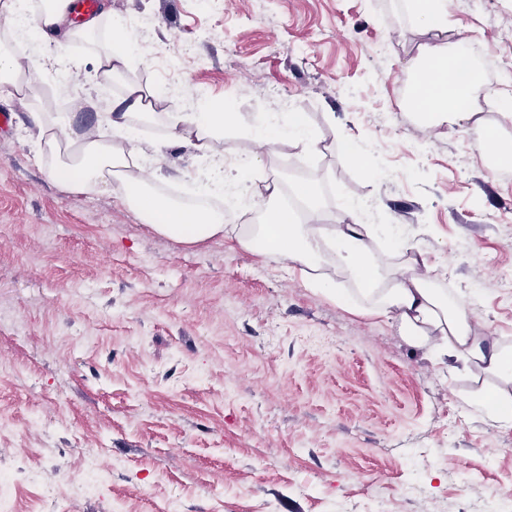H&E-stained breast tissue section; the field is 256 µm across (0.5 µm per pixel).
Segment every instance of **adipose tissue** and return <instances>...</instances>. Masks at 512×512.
Returning a JSON list of instances; mask_svg holds the SVG:
<instances>
[{
  "mask_svg": "<svg viewBox=\"0 0 512 512\" xmlns=\"http://www.w3.org/2000/svg\"><path fill=\"white\" fill-rule=\"evenodd\" d=\"M110 29L104 44L92 51L97 85L111 84L134 62V40L116 19L112 0H102L97 16L73 24L69 0H0V96L27 97L35 89L40 61L12 47L18 29L38 37L60 34L74 42L94 38L102 24ZM457 46L437 41L419 47L409 63L412 89L425 120L449 126L480 129L476 73L449 74L448 65ZM162 99L158 92L135 82L126 83L111 111L99 114L89 127L74 126L68 113L36 112L32 115L38 154L49 157L50 175L72 192L93 193L118 187L122 203L152 232L186 245H200L223 236L224 210L191 207L162 194V150L168 145L188 148L210 166L198 188L199 195L224 192V152L217 148L224 128L232 124L230 112H169L154 155L132 148L136 123L156 116ZM258 196L263 220L235 228L241 248L285 260L298 267L302 280L341 303L350 298L337 288L334 273L354 282L366 299L362 312L396 325L404 340L436 359L460 363L474 387L463 402L485 421L499 424L512 411V351L487 343L470 323L459 299L440 294L429 275L428 259L414 245L397 244L400 262L380 264L371 250V225L362 223L354 210H344L338 223H299L284 201L278 181H270ZM494 380L486 392V380Z\"/></svg>",
  "mask_w": 512,
  "mask_h": 512,
  "instance_id": "1",
  "label": "adipose tissue"
}]
</instances>
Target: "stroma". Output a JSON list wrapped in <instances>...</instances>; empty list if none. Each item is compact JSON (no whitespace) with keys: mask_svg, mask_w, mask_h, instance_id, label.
<instances>
[{"mask_svg":"<svg viewBox=\"0 0 512 512\" xmlns=\"http://www.w3.org/2000/svg\"><path fill=\"white\" fill-rule=\"evenodd\" d=\"M149 50L183 73L180 111L229 108L225 128L256 174L319 182L325 223L346 207L371 246L407 240L474 327L512 348V165L473 135L406 106L408 61L436 39L406 0H112ZM449 41L512 59V0H448ZM387 43L385 54L375 52ZM39 92L0 97V467L46 474L71 512H512V421L461 401L469 384L392 322L307 288L288 262L233 234L187 246L153 233L118 193L66 191L31 144V113L72 98L110 111L124 81L154 86L149 61L99 88L84 45L26 41ZM67 61L69 77L55 60ZM301 114L317 150L274 152L255 117ZM164 188L198 162L164 150ZM98 449L103 484L83 483Z\"/></svg>","mask_w":512,"mask_h":512,"instance_id":"stroma-1","label":"stroma"}]
</instances>
